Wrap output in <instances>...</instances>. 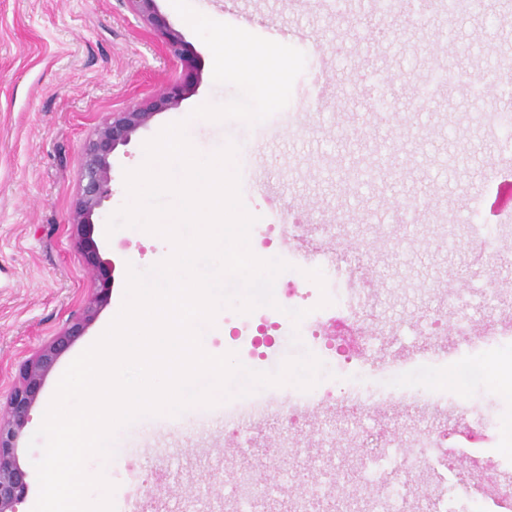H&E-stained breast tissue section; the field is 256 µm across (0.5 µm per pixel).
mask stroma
<instances>
[{"label":"stroma","instance_id":"obj_1","mask_svg":"<svg viewBox=\"0 0 512 512\" xmlns=\"http://www.w3.org/2000/svg\"><path fill=\"white\" fill-rule=\"evenodd\" d=\"M193 0L208 16L230 24L248 21L249 32L278 33L307 57L288 106L254 126L229 120L191 119L203 104L220 105L233 87L214 84L209 48L178 15L170 0L159 13L180 31L198 62L199 84L179 108L157 114L128 146L113 155V194L92 217V237L114 272L111 296L84 333L56 361L44 380L31 419L18 440V460L28 470V492L18 512H32L39 487L34 463L41 450L28 443L69 364L119 313L128 266L144 270L169 255L155 236L137 228L107 234L109 217L127 201L125 171L144 161V143L173 122L186 121L195 148L210 154L238 146L243 201L264 223L278 225L273 239L251 232L259 258L289 259L288 226H310L305 270L321 253L338 271L369 281L377 302L368 309V350L357 354L356 373L371 372L383 357L416 354L433 320L440 343L454 355L460 324L472 331L512 320V206L502 199L512 186V124L501 116L512 89V6L477 0L476 10L441 23L435 10L404 2L384 30L368 18L366 0ZM468 47L443 84L414 106L412 88L431 85L448 52ZM161 34L144 22L129 0H0V397L18 380V368L55 336L91 296L94 281L70 223L80 195L84 148L101 121L136 102L151 100L166 83L183 78ZM483 95H475V86ZM397 101L387 113L370 111L372 95ZM484 225L488 252L499 269L478 257L472 232ZM297 272H283L275 299L280 325L275 345L257 370L272 371L302 354L286 328L285 311L299 307L289 288ZM480 421L512 455V391L499 386L486 366L456 390V403L436 411L442 428L458 413ZM419 410L385 409L360 423L344 424L339 487L360 490L352 445L359 432L409 439ZM342 422L333 407L280 419L279 430L226 436L220 408L194 407L181 415L144 417L121 430L112 459H90L114 484L123 506L126 482L141 481L138 512H187L212 471L223 482L209 512H232L237 471L273 484L279 463L273 450L287 440L293 479L269 512H290L305 461L318 452V428Z\"/></svg>","mask_w":512,"mask_h":512}]
</instances>
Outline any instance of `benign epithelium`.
I'll list each match as a JSON object with an SVG mask.
<instances>
[{"instance_id": "1", "label": "benign epithelium", "mask_w": 512, "mask_h": 512, "mask_svg": "<svg viewBox=\"0 0 512 512\" xmlns=\"http://www.w3.org/2000/svg\"><path fill=\"white\" fill-rule=\"evenodd\" d=\"M136 10L156 26L169 51L187 69L184 79L164 85L156 99L145 106L133 105L114 112L98 126L85 151L84 183L70 223L80 235V246L87 264L94 271L95 292L81 311L72 316L56 336L19 368V381L0 412V512H17L28 488V472L18 462L17 442L28 424L48 373L58 357L97 317L112 288V278L102 262L99 248L90 236L92 216L112 198V156L130 143L133 135L149 125L160 112L178 108L197 84L195 58L181 33L158 15L155 0H130Z\"/></svg>"}]
</instances>
